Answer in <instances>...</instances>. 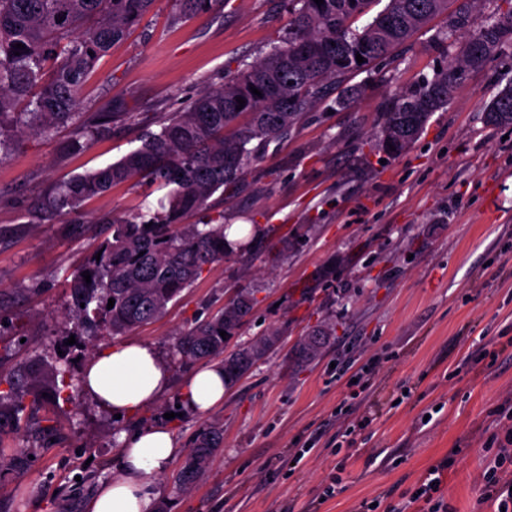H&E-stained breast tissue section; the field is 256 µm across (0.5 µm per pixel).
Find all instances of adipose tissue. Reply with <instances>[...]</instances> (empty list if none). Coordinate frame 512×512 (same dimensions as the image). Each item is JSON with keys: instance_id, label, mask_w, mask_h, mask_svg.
I'll list each match as a JSON object with an SVG mask.
<instances>
[{"instance_id": "obj_1", "label": "adipose tissue", "mask_w": 512, "mask_h": 512, "mask_svg": "<svg viewBox=\"0 0 512 512\" xmlns=\"http://www.w3.org/2000/svg\"><path fill=\"white\" fill-rule=\"evenodd\" d=\"M82 389L112 414L134 415L168 389L170 372L148 343L129 340L98 352L83 368ZM224 367L214 362L193 370L182 400L188 410L207 414L224 402ZM121 475L91 497L90 512H150L156 495L153 480L178 452L169 427L157 424L122 434Z\"/></svg>"}]
</instances>
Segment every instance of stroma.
<instances>
[{"label":"stroma","instance_id":"35a3bbf8","mask_svg":"<svg viewBox=\"0 0 512 512\" xmlns=\"http://www.w3.org/2000/svg\"><path fill=\"white\" fill-rule=\"evenodd\" d=\"M289 0H215L192 19L177 0L152 10L90 74L81 117L110 99L103 138L67 152L69 129L13 140L0 163V370L64 347L74 325L61 277L109 235L104 216L155 208L128 182L89 201L80 228L48 214L27 218L72 176L118 160L197 92L223 84L288 35ZM432 20L373 72L347 108L318 107L269 144L236 190L214 195L228 224H260L261 244L242 243L207 267L159 320L129 337L151 344L171 382L158 401L116 418L83 390L23 413L21 432L0 435L11 457L52 418L53 443L20 471L0 473V512H87L94 488L120 472L114 438L160 421L180 451L155 478L169 512H497L487 485L512 429V126L484 109L512 81V50L468 73L446 109L398 156L377 150L381 113L400 89L432 76L457 52ZM242 288L257 304L240 339L278 344L200 416H176L191 366L174 354L180 334ZM335 336L306 366L290 352L305 331ZM224 444L191 490L174 484L205 424ZM441 469L429 501L416 494Z\"/></svg>","mask_w":512,"mask_h":512}]
</instances>
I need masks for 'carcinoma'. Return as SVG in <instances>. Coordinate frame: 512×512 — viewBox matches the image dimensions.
I'll return each instance as SVG.
<instances>
[{
  "label": "carcinoma",
  "mask_w": 512,
  "mask_h": 512,
  "mask_svg": "<svg viewBox=\"0 0 512 512\" xmlns=\"http://www.w3.org/2000/svg\"><path fill=\"white\" fill-rule=\"evenodd\" d=\"M214 0H179L180 16L210 10ZM288 38L245 68L229 74L224 84L200 91L141 138V145L119 160L77 175L41 201L39 210L62 220L77 221L86 201L117 184L140 178L146 188L162 191L159 209L106 219L112 235L98 246L67 282L69 310L75 320L76 344L86 337L124 335L167 311L204 269L224 260V214L214 222L186 224L189 214L210 209L219 190L236 187L249 165L269 142L288 135L307 112L329 100L347 106L358 90L350 88L331 99V91L369 64L386 59L403 46L447 0H387L367 24L357 22L381 0H291ZM448 31L438 38L459 40L458 52L433 76L395 93L385 105L379 140L410 147L433 113L447 107L458 85L507 45H512V0L471 32L483 0H459ZM155 0H0V162L9 155L13 136L49 139L56 128L72 127L67 149L78 151L110 130L113 116L126 113L121 99L95 121L80 118L85 78L112 45L150 12ZM24 48L19 50L15 44ZM364 58L358 63L356 55ZM256 88L262 96L250 91ZM245 100L237 109V98ZM488 123L512 125V81L486 106ZM89 272L86 283L83 272ZM114 299L112 308L108 300ZM256 302L255 291L242 289L219 311L185 332L175 346L186 364L221 359L229 385L236 384L267 353L264 336L227 353L234 336ZM226 332L221 337L220 332ZM334 336L320 325L294 346L296 365L314 360ZM80 383V375L61 355L0 372V433L20 430L25 396L48 394L55 403ZM224 443L223 427L214 422L200 428L175 477L182 489L196 486ZM34 449H22L0 469L21 470Z\"/></svg>",
  "instance_id": "obj_1"
}]
</instances>
